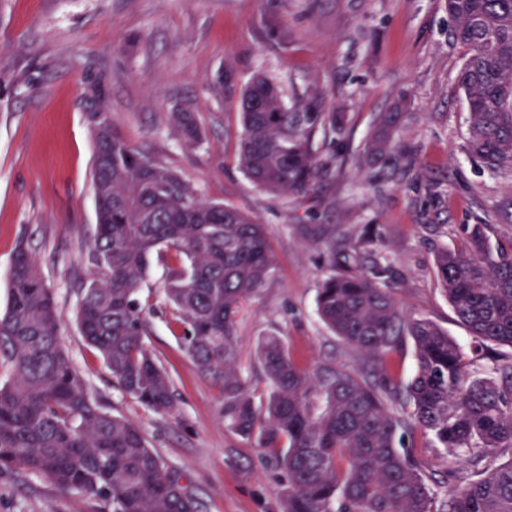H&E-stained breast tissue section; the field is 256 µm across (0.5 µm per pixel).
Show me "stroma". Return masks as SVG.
Listing matches in <instances>:
<instances>
[{"instance_id":"stroma-1","label":"stroma","mask_w":512,"mask_h":512,"mask_svg":"<svg viewBox=\"0 0 512 512\" xmlns=\"http://www.w3.org/2000/svg\"><path fill=\"white\" fill-rule=\"evenodd\" d=\"M450 27L448 0H0V312L23 236L54 292L60 341L92 396L142 429L200 512H281L285 474L225 426L218 386L198 371L171 324L158 263L137 299L151 323L147 344L172 379L174 411L153 412L124 393L84 342L75 314L78 284L93 274L89 113L106 107L131 148L178 171L203 199L265 226L277 269L236 323L240 372L255 393L266 387L255 347L270 333L311 373L364 361L316 312L329 273L325 246L311 233L319 224L346 225L355 242L379 230L398 306L446 330L472 371L483 373L494 359L512 358V347H478L443 295L433 257L441 246H460L472 224L512 241V171L491 172L465 150L467 114L456 86L464 50ZM228 69L240 88L254 74L268 76L290 104L320 89L344 114L336 173L312 199L272 196L239 167V98L219 86ZM184 101L198 107L204 137L196 145L169 120ZM400 101L408 153L369 167L372 123ZM412 453L438 496L469 476L423 431ZM0 512H112V504L39 477L0 478Z\"/></svg>"}]
</instances>
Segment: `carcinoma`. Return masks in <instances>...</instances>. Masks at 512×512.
Masks as SVG:
<instances>
[{
    "label": "carcinoma",
    "instance_id": "carcinoma-1",
    "mask_svg": "<svg viewBox=\"0 0 512 512\" xmlns=\"http://www.w3.org/2000/svg\"><path fill=\"white\" fill-rule=\"evenodd\" d=\"M450 38L466 49L457 75L466 108V149L498 172L512 169V0H448ZM238 162L274 196L303 200L336 168L313 150L342 117L326 97L288 105L263 74L240 97ZM402 113L377 117L365 151L372 166L398 149ZM189 143L202 139L196 109L170 113ZM97 224L88 263L97 277L79 285L76 318L122 390L156 413L174 408L170 377L147 346L137 295L152 257L166 267L164 296L199 372L220 388L225 426L269 453L287 473L282 512H512V360L482 376L464 350L426 318H410L391 292V265L369 235L360 252L340 225L320 224L330 273L317 296L327 328L359 349V368L312 377L279 336L261 337L256 361L267 383L255 401L239 371L235 324L243 304L272 279L266 229L236 207L200 198L174 170L135 151L112 114L90 113ZM434 273L459 322L486 347H512V242L488 224L466 229L461 247L440 248ZM59 311L36 256L15 248L8 303L0 315V476L46 478L63 492L112 501V512H198L181 476L170 472L135 423L101 409L57 336ZM412 341L415 370L404 385L394 356ZM405 402L411 411L397 408ZM459 457L471 477L441 504L406 439L415 429Z\"/></svg>",
    "mask_w": 512,
    "mask_h": 512
}]
</instances>
